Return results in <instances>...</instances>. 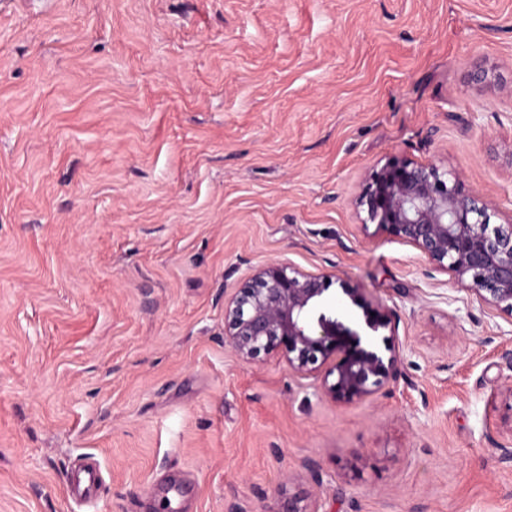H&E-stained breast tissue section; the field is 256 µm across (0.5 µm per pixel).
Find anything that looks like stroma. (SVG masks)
<instances>
[{
	"mask_svg": "<svg viewBox=\"0 0 512 512\" xmlns=\"http://www.w3.org/2000/svg\"><path fill=\"white\" fill-rule=\"evenodd\" d=\"M392 159L512 219V0H0V512H512V310L362 224ZM274 262L390 314L401 378L239 358ZM103 482L100 465L94 460H85L77 471H71L69 477V483L73 486L75 495L83 499L95 497Z\"/></svg>",
	"mask_w": 512,
	"mask_h": 512,
	"instance_id": "1",
	"label": "stroma"
}]
</instances>
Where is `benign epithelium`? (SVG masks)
Returning a JSON list of instances; mask_svg holds the SVG:
<instances>
[{
  "instance_id": "benign-epithelium-1",
  "label": "benign epithelium",
  "mask_w": 512,
  "mask_h": 512,
  "mask_svg": "<svg viewBox=\"0 0 512 512\" xmlns=\"http://www.w3.org/2000/svg\"><path fill=\"white\" fill-rule=\"evenodd\" d=\"M362 223L378 224L415 246L432 266L453 272L456 282L491 304L512 309V224L491 222L483 198L466 193L460 180L436 164L394 160L374 169L355 196ZM331 277L304 274L291 265L269 264L224 304V343L247 360L283 347L295 372L319 359L336 358L333 383L324 393L338 403L372 397L401 375L396 343L379 348L336 315L328 296ZM375 332L390 315L369 307L359 289L336 278Z\"/></svg>"
}]
</instances>
